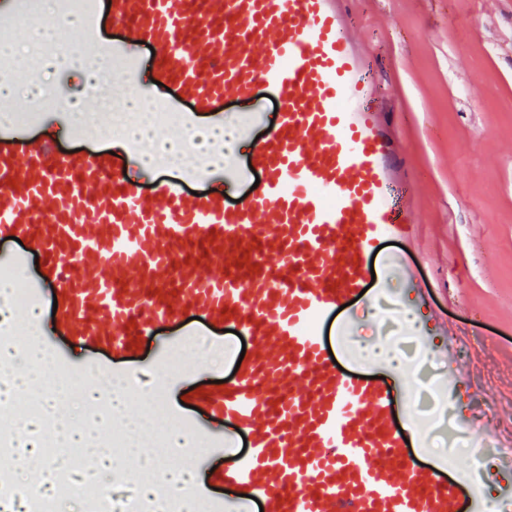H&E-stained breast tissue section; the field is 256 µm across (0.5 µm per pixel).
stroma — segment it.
<instances>
[{
	"mask_svg": "<svg viewBox=\"0 0 512 512\" xmlns=\"http://www.w3.org/2000/svg\"><path fill=\"white\" fill-rule=\"evenodd\" d=\"M350 9L355 30L377 52L371 75L395 103L417 194L420 236L416 249L387 241L372 255L370 266L376 279L384 281L388 302L378 317H370L368 304L362 303L359 321L347 333L339 331L338 314L324 320L319 331L338 370L359 381L368 380L375 370L354 359V341H382L410 350L406 382L410 399L420 400L421 406L396 415L407 441L404 451L424 464L447 461L453 474L469 469L473 458L469 449L456 447L446 436L448 429L461 426L457 413L441 414L452 399L443 387L448 365L424 355L423 337L409 338L399 314L406 294L400 282L388 277L387 260L401 256L431 288L438 310L470 348L457 358L461 371L490 362L501 366L500 374L487 378L473 409L512 401V0H351ZM138 57L137 80L146 94L181 118L177 125L155 121V128L171 132L191 127L192 107L168 83L158 82L152 49L139 47ZM11 107L27 121L0 124L1 146L17 150L22 142L51 136L64 152H109L133 188L144 193L159 179L185 180L196 192L220 187L219 176L205 174L206 158L198 152H191L189 164L177 170L147 168L139 163L145 143L130 147L87 134L71 137L66 113L35 112L27 86H17ZM277 110V92L263 84L252 100H223L216 117L233 122L257 141L274 125ZM255 112L261 115L256 122L251 119ZM223 190L232 203L250 198L243 183ZM38 304L49 344L84 366L108 362L113 369L138 372L142 385L129 391V403L137 411L149 408L142 391L165 370L173 344L205 342V356L184 355L180 377L161 386L165 410L146 445L165 449L171 466L194 462L201 475L241 452L240 438L226 440V424L212 421L184 398L193 387L237 379L240 336L209 330L202 319H188L178 328L159 325L137 356L118 358L72 344L56 328L51 297ZM175 430L202 440L197 456L190 459L181 449L167 448Z\"/></svg>",
	"mask_w": 512,
	"mask_h": 512,
	"instance_id": "obj_1",
	"label": "stroma"
}]
</instances>
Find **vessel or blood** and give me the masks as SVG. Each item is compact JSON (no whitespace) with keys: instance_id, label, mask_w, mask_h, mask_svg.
I'll return each mask as SVG.
<instances>
[{"instance_id":"1","label":"vessel or blood","mask_w":512,"mask_h":512,"mask_svg":"<svg viewBox=\"0 0 512 512\" xmlns=\"http://www.w3.org/2000/svg\"><path fill=\"white\" fill-rule=\"evenodd\" d=\"M123 43L84 38L126 57L154 51L194 112L222 99L248 100L258 84L279 93L276 122L247 166L226 179L260 176L247 206L220 190L197 195L177 180L146 194L128 190L111 154L58 150L53 139L0 149V240L27 241L52 286L57 329L86 348L128 357L133 337L186 314L250 337L254 350L229 386L194 405L234 425L248 450L211 467L208 489H235L257 512H486L479 494L461 499L440 467L402 453L395 407L402 380L360 382L337 372L312 322L360 299L369 260L386 239L415 243L419 210L394 103L368 81L367 43L349 23V0H110ZM30 0H0V31ZM110 269H102L104 257ZM217 277H207L211 267ZM412 300L430 310L449 362L447 384L470 393L454 358L453 330L430 291L399 266ZM497 499L512 512V448L499 451Z\"/></svg>"}]
</instances>
